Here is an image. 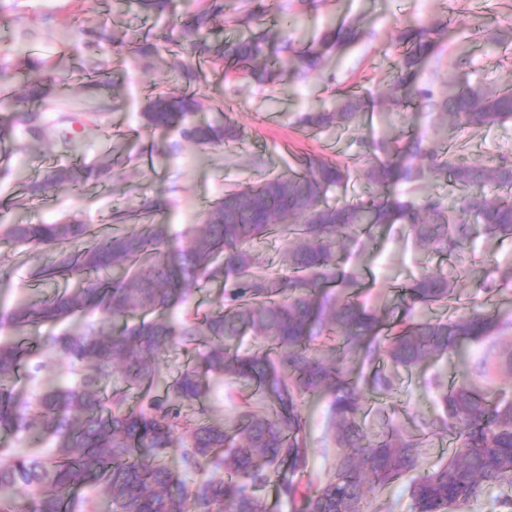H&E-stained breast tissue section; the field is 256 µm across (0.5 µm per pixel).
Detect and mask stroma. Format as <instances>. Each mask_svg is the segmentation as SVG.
Masks as SVG:
<instances>
[{
	"mask_svg": "<svg viewBox=\"0 0 512 512\" xmlns=\"http://www.w3.org/2000/svg\"><path fill=\"white\" fill-rule=\"evenodd\" d=\"M198 0H169L164 24L131 10L126 0H0V57L11 62L10 82L17 87L32 81L49 89L48 122L40 139H31L15 126L0 143V218L19 224L57 222L91 225L96 237L106 238L131 223L116 224L115 211H142L153 202L160 210L151 221L168 225L169 248H176L190 231L200 227L212 203L230 186L256 183L287 172L303 156L323 157L347 165L352 177L342 192L356 201L368 192L363 177L366 159L359 140L376 139L390 129L422 137L425 144L444 150L462 142V157L472 164L491 166L500 155L512 156V121L487 129L469 130L453 137L435 115L420 105L393 111L385 101L397 75L403 51L402 30L426 25L439 16L451 23L441 43L444 52L427 60L419 81L425 85L471 84L487 88L512 85V42H499L512 28V0H270L267 11L251 24L254 33L275 31L266 47L276 71L273 82L259 84L246 75H226L223 62L203 55L194 80L175 67V23L196 9ZM233 10L200 32L205 44L232 47L241 34L237 16L255 11L256 0H233ZM357 23L358 40L346 49L329 53L319 70L304 71L295 51L311 44L328 26ZM103 30L96 51L86 50L85 29ZM144 37L152 48L135 57L124 37ZM30 56L50 59L51 72L19 62L17 48ZM104 62L102 89L85 87L96 62ZM352 89L372 99L356 127L330 126L309 131L300 123L310 112L334 107L339 91ZM165 90L192 91L200 103L194 118L220 123L231 118L242 132L231 145L200 147L177 131L147 129L142 112L148 96ZM73 119L72 149L58 143V115ZM95 165L84 192L75 197L51 190L27 197L29 179L49 166ZM195 204L192 214L182 210L184 200ZM51 253L50 248L0 245V313L22 297L49 296L82 288L72 277L35 282L31 269ZM360 281L371 306L387 309L392 318L405 314L401 290L421 272L439 273L458 282V309H486L512 320V239L476 235L469 249L456 258L418 247L406 234L376 228L357 260ZM48 325L33 327L26 335L32 362H45L37 378L21 379L24 396L36 394L43 383L69 385L74 381L63 357L44 355L41 343L51 334ZM458 373L456 360L430 358L412 370L397 369L395 386L386 393L365 388L366 424L378 428L386 420L420 432L416 416L438 418L441 408L434 378L451 382ZM210 391L201 404L187 406L189 417L231 424L239 413L229 378H210ZM310 464L302 484L316 485L335 454L329 440L328 396L308 400Z\"/></svg>",
	"mask_w": 512,
	"mask_h": 512,
	"instance_id": "1",
	"label": "stroma"
}]
</instances>
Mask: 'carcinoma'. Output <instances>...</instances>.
Wrapping results in <instances>:
<instances>
[{
	"instance_id": "cac0c4a2",
	"label": "carcinoma",
	"mask_w": 512,
	"mask_h": 512,
	"mask_svg": "<svg viewBox=\"0 0 512 512\" xmlns=\"http://www.w3.org/2000/svg\"><path fill=\"white\" fill-rule=\"evenodd\" d=\"M225 0L181 21L182 37L192 42L209 17L222 16ZM447 19L404 30L398 72L389 105L400 111L417 101L456 132L466 127H493L512 120V85L500 88L469 84L435 90L418 82L422 64L443 51L439 33ZM355 27L327 28L313 44L297 52L307 70L322 62V50L340 49L358 39ZM272 34L251 36L231 49L205 45L229 69H242L259 82L273 77L266 60ZM9 63L0 64V108L9 109L38 139L44 113L28 109L46 97L38 84L17 92L8 82ZM198 103L193 96L159 92L142 112L144 126L177 129L198 145L228 144L238 139L229 122L196 124L190 120ZM366 99L349 93L332 112L304 117L310 128L348 126ZM372 188L357 202L331 203L328 193L351 179L349 169L307 158L301 167L256 184L233 187L207 211L200 229L188 233L178 258L163 249L166 224H141L112 236L104 244L87 242L86 224L0 223V243L50 245L54 256L31 277L55 281L81 275L88 287L58 292L39 300L20 299L6 315L14 336L0 341V435L20 437L30 447L52 444L46 455L11 452L0 457V512H13L18 492L29 494L24 512H101L92 497H77L83 485L105 492L107 512H268L264 489L273 484L293 512H363L367 494L380 492L410 476L412 512H462L489 489L499 490L495 505L512 512V390L492 383L493 373H512V349L494 362L462 364L446 386L435 381L442 414L437 427L453 446L448 459L420 473L422 435L393 425L368 432L364 421L363 383L380 391L394 379L376 372L364 381L353 374L354 357L372 364L382 360L409 370L428 357H458L468 342L488 341L512 327L494 312L430 317L422 310L456 299L457 283L428 272L402 290L408 319L391 321L388 312L368 307L356 272L340 270L341 251L383 225L402 224L414 242L450 256L466 252L474 231L512 237V158L492 167L460 161L420 139L389 137L364 143ZM421 158L416 168L397 169L390 156L403 152ZM92 174L85 168L52 167L29 182L30 192L48 188L70 191ZM451 182L464 194L450 205L440 196L421 203L391 200L385 189L396 179ZM276 233L281 247L274 259L250 244ZM223 283L222 305L201 317L175 324L169 313L188 300L197 280ZM331 285L342 293L331 299ZM82 323L78 332L51 334L42 348L66 358L78 381L42 388L22 398L15 385L31 356L23 333L33 324ZM245 336L267 342L243 354ZM203 346L201 365L187 367L154 393V367L167 344ZM122 369L125 388L107 391ZM208 376L245 381L248 399L265 400L263 411L248 408L229 427L201 422L188 434L179 404L205 398ZM136 392L132 405L128 395ZM330 395L331 440L336 447L324 478L303 491L294 475L310 459L303 403L309 396ZM182 449L185 470L222 468L227 478L188 483L164 461L168 449Z\"/></svg>"
}]
</instances>
